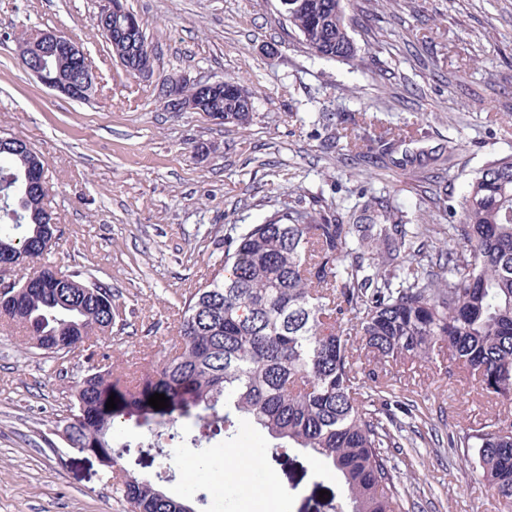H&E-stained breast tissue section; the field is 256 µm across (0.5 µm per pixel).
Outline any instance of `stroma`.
Here are the masks:
<instances>
[{
	"mask_svg": "<svg viewBox=\"0 0 512 512\" xmlns=\"http://www.w3.org/2000/svg\"><path fill=\"white\" fill-rule=\"evenodd\" d=\"M143 22L153 74L128 76L100 36V0H0V136L16 135L46 162V207L61 236L45 261L91 273L111 287L122 322L98 341L112 357L157 363L175 341L173 315L187 289L211 275L233 224H259L302 195L328 206L383 197L412 224L448 226L470 174L512 154V0H348L361 56H315L281 15L279 0H125ZM51 28L79 42L95 76L82 101L57 96L27 73L19 37ZM181 76L238 78L254 96L251 124L218 125L201 112H170L160 88ZM336 113L388 167L346 159L316 123ZM414 129L382 147L361 114ZM459 165L437 168L450 143ZM22 331L0 321V512H124L109 473L52 433L85 355L24 350ZM389 410L397 447L387 455L406 512H507L472 454L449 433L512 422L457 366L399 368ZM155 439L128 423L123 440L145 444L123 466L186 499L194 512H257L273 492L282 512H331L345 486L310 452H274L241 428L254 466L227 471L224 441L198 447Z\"/></svg>",
	"mask_w": 512,
	"mask_h": 512,
	"instance_id": "35a3bbf8",
	"label": "stroma"
}]
</instances>
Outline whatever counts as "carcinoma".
I'll return each instance as SVG.
<instances>
[{
	"mask_svg": "<svg viewBox=\"0 0 512 512\" xmlns=\"http://www.w3.org/2000/svg\"><path fill=\"white\" fill-rule=\"evenodd\" d=\"M289 27L320 58L350 61L344 0H288ZM70 81L62 58L51 69ZM209 115L241 128L253 109L224 85L203 101ZM28 153L0 150V249H38L43 208L22 198ZM295 204L261 224L232 225L211 279L188 290L178 309V344L150 369L134 363L91 367L53 434L95 452L112 474L127 512H188V501L124 470L114 452L124 425L152 423L179 437L190 420L197 440H229L241 422L266 433L275 449L321 456L348 495L333 512H405L384 452L396 445L385 411L392 370L409 361L448 358L489 397L512 402V154L487 163L468 182L461 221L448 245L432 224H365L357 206L328 214ZM55 270L33 275L47 286L23 298L0 295V318L66 357L108 333L119 317L110 295L57 288ZM168 407L148 405L151 395ZM117 408L106 409L110 396ZM471 452L482 477L512 505V426L478 424L452 441Z\"/></svg>",
	"mask_w": 512,
	"mask_h": 512,
	"instance_id": "1",
	"label": "carcinoma"
}]
</instances>
